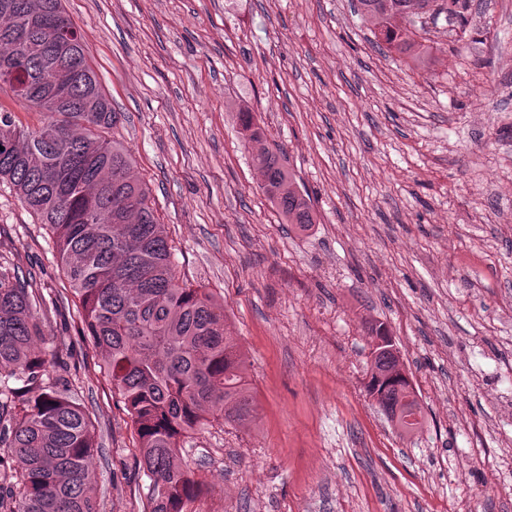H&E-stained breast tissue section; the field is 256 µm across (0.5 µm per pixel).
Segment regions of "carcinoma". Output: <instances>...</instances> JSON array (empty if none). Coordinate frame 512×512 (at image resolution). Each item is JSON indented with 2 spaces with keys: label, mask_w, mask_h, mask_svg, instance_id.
<instances>
[{
  "label": "carcinoma",
  "mask_w": 512,
  "mask_h": 512,
  "mask_svg": "<svg viewBox=\"0 0 512 512\" xmlns=\"http://www.w3.org/2000/svg\"><path fill=\"white\" fill-rule=\"evenodd\" d=\"M15 14L65 12L62 0H12ZM375 24L374 36L414 63L427 51L402 25L420 15L456 14L459 0H356ZM58 33L35 22L20 59L28 73L50 77ZM96 85L84 34L69 23ZM37 116L23 122L0 102V182L36 223L45 226L61 269L77 297L87 335L101 352V370L124 404L149 479L148 512H188L205 491L182 455L187 435L212 421L253 417L244 360L224 330V304L207 288L177 276L174 247L154 214L151 189L134 170L131 149L110 130L121 113L104 90L70 87L69 112H46L34 95L10 94ZM260 188L289 224L314 223L311 200L266 147L252 113H240ZM46 301L9 262H0V512H99L92 495V422L59 365L37 348L45 341ZM402 407L417 419L419 405L389 389L379 407Z\"/></svg>",
  "instance_id": "carcinoma-1"
}]
</instances>
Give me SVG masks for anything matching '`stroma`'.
Returning a JSON list of instances; mask_svg holds the SVG:
<instances>
[{
    "instance_id": "1",
    "label": "stroma",
    "mask_w": 512,
    "mask_h": 512,
    "mask_svg": "<svg viewBox=\"0 0 512 512\" xmlns=\"http://www.w3.org/2000/svg\"><path fill=\"white\" fill-rule=\"evenodd\" d=\"M353 0H63L151 186L181 278L224 303L256 419L182 443L192 512H512V0L428 20V63ZM309 194L286 223L239 113ZM0 256L57 299L56 355L95 428L100 512L148 480L52 242L0 184ZM390 332L425 423L399 435L365 383Z\"/></svg>"
}]
</instances>
